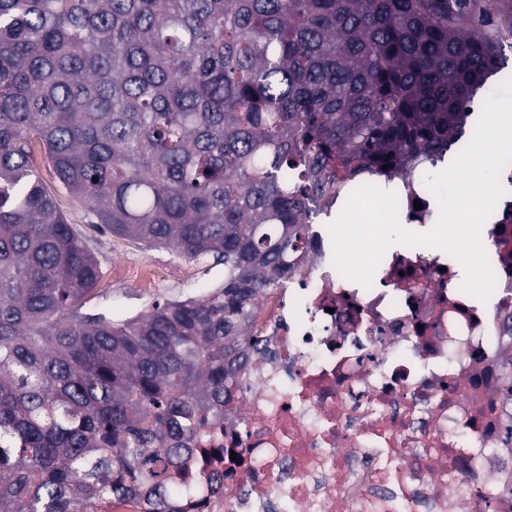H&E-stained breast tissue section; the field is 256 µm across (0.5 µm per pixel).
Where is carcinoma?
<instances>
[{
    "label": "carcinoma",
    "mask_w": 512,
    "mask_h": 512,
    "mask_svg": "<svg viewBox=\"0 0 512 512\" xmlns=\"http://www.w3.org/2000/svg\"><path fill=\"white\" fill-rule=\"evenodd\" d=\"M504 0H0V512H164L238 372L268 352L338 160L407 179L491 93ZM99 227L224 267L125 319L84 307L95 256L37 171Z\"/></svg>",
    "instance_id": "1"
}]
</instances>
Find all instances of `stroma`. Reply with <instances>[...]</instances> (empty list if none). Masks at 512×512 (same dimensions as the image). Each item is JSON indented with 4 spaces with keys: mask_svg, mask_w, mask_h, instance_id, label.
<instances>
[{
    "mask_svg": "<svg viewBox=\"0 0 512 512\" xmlns=\"http://www.w3.org/2000/svg\"><path fill=\"white\" fill-rule=\"evenodd\" d=\"M40 174L55 191L60 210L89 239L102 271L94 290L95 305L111 304L112 315L123 318L147 308L151 302L186 296L200 297L224 279L223 267L177 255L171 249H144L129 240L101 232L83 205L59 190L48 169Z\"/></svg>",
    "mask_w": 512,
    "mask_h": 512,
    "instance_id": "1",
    "label": "stroma"
}]
</instances>
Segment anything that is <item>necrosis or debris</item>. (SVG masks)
Masks as SVG:
<instances>
[{"instance_id": "1", "label": "necrosis or debris", "mask_w": 512, "mask_h": 512, "mask_svg": "<svg viewBox=\"0 0 512 512\" xmlns=\"http://www.w3.org/2000/svg\"><path fill=\"white\" fill-rule=\"evenodd\" d=\"M403 223L434 199L397 191ZM488 300L460 288L452 256L399 249L365 287L311 225L287 289L257 304L270 356L238 375V399L165 512H512V191L481 228Z\"/></svg>"}]
</instances>
